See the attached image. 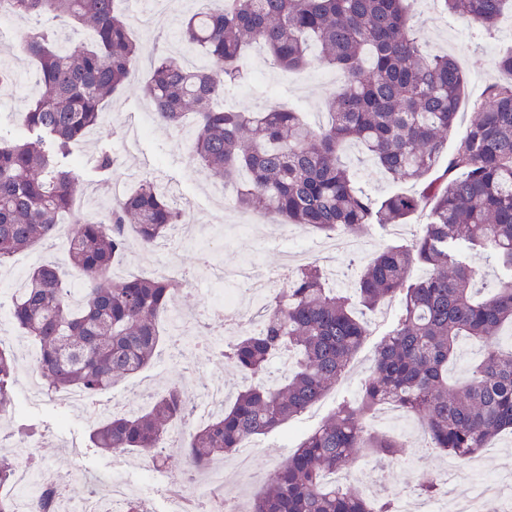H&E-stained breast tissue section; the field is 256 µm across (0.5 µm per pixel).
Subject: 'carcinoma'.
I'll use <instances>...</instances> for the list:
<instances>
[{
  "label": "carcinoma",
  "instance_id": "obj_1",
  "mask_svg": "<svg viewBox=\"0 0 512 512\" xmlns=\"http://www.w3.org/2000/svg\"><path fill=\"white\" fill-rule=\"evenodd\" d=\"M450 13L494 25L512 0H441ZM411 0H223L189 17L182 43L202 58L186 67L160 54L151 60L144 93L157 120L179 129L195 116L189 156L233 189L238 209L319 234L358 235L372 226L405 224L424 212L421 231L389 246L355 273L363 311L329 286L326 271L307 265L261 307L262 327L225 342L226 364L251 378L235 399L195 427L179 455L200 472L218 456L269 433L318 403L343 377L369 335L364 312L399 299L396 323L377 344L357 394L342 397L321 425L276 466L250 512H394L327 477L351 466L354 448L379 458L400 452L397 440L372 430L368 418L390 406L421 419L425 447L466 459L498 434L512 432V280L480 285L457 246L482 249L512 271V82L490 84L479 112L448 152V136L465 93L451 57L421 42ZM0 15L26 18L19 52L35 62L38 93L25 100V134L0 136V266L73 225L67 257L80 287L54 265H40L12 301L22 335L39 344L38 370L47 390L94 398L114 380L150 365L163 340L159 318L185 281L167 276L115 278L112 264L135 237L153 248L181 209L145 178L103 217L75 210L83 174L77 153L112 96L142 58L120 0H0ZM91 31L92 43L64 27ZM261 47L290 70L326 64L343 83L330 96L327 124L308 125L285 106L226 111V91L251 77L248 48ZM360 146L393 178L418 186L381 200L367 195L342 160ZM416 267L426 269L414 278ZM483 348L463 383L448 380L461 341ZM293 359L284 381L265 370ZM16 359L0 347V407L12 406ZM189 416L183 388L172 386L149 405L113 413L90 434L107 452L152 454ZM15 462L0 456V487L15 483Z\"/></svg>",
  "mask_w": 512,
  "mask_h": 512
}]
</instances>
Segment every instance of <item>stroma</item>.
Returning <instances> with one entry per match:
<instances>
[{
    "label": "stroma",
    "mask_w": 512,
    "mask_h": 512,
    "mask_svg": "<svg viewBox=\"0 0 512 512\" xmlns=\"http://www.w3.org/2000/svg\"><path fill=\"white\" fill-rule=\"evenodd\" d=\"M412 12L413 21L427 48L448 54L466 77L465 96L448 140L453 146L475 119L477 102L486 85L499 79L500 74L494 67L496 60L512 51V12H505L490 29L453 16L436 0H415ZM4 62L14 70L16 79L12 84L0 86V134L14 137L23 132L18 120L20 100L35 94L36 86L28 59L20 55L8 56ZM252 67L253 82L232 92L235 110L258 112L269 105L282 104L301 112L304 117L314 116L318 121H325L326 99L339 83L336 69L316 65L302 71L287 72L269 65L262 54L253 55ZM147 74V65H140L123 92L107 105L101 124L86 139L79 162L91 196L84 211L98 214L102 208L111 205L114 191L129 192L146 176L176 193L183 208V223L195 225L201 239L179 243L175 251L165 253L164 259L176 268L194 273L191 284L177 296V306L186 311L204 313L224 299V285L210 281V265L234 268L249 264L268 270L279 266L285 244L278 228L273 225V217L238 209L226 213L211 199L209 188L214 179L205 168L189 159L187 146L178 131L151 123L152 109L143 94ZM104 150L109 151L116 161L106 177L101 176L97 169L98 156ZM345 156L357 184L373 198L384 197L395 190L412 191L411 182L389 178L360 149L347 147ZM423 221L422 215H415L397 236L386 228H371L360 235L358 252H346L342 242L338 241L331 251L317 255L316 260L331 272L330 284L337 292L350 293L352 279L347 275L350 263H365L384 247L407 242ZM66 258V251L56 249L53 243H40L0 267V345L15 352L18 365L14 408L0 425V452L11 453L18 429H34L39 442V463L52 473L69 474L71 498L79 499L91 493L93 486L87 482V475L117 472L129 485L133 497L144 501L149 512H167L164 488L185 482L184 462L167 460L156 467L153 478L149 479L142 469L144 456L129 454L120 459L112 453L93 448L89 434L94 425L92 414L98 403L118 407L134 401L136 390L142 387L150 388L158 395L174 385L196 388L201 381L215 379L223 385L225 398L230 401L243 388L245 378L227 365L197 359V344L213 337L219 330L218 320L213 319L208 326L189 330L190 343L185 349L187 365L169 361L167 347H160L153 365L141 371L140 375L116 382L103 400L90 399L85 406L70 407L57 395L33 393L27 369L35 344L14 328L9 317L10 306L16 289L24 284L34 267L46 262L61 263ZM359 387L360 382L356 379L340 382L327 394L315 413L293 419L290 426L280 427L270 434L256 436V467L270 469L282 462L289 428H296L301 435L314 429L339 399L355 394ZM392 434L403 446L397 459L380 460L358 448L354 451L352 468L361 480L379 483L381 495L397 498L410 489L413 464L436 469L448 460L449 455L418 451L412 437L404 430L396 428ZM481 466L483 473L479 476L471 473L469 467H462V486L476 485L482 476L496 477L512 472L511 433L499 436L489 448L484 449Z\"/></svg>",
    "instance_id": "obj_1"
}]
</instances>
